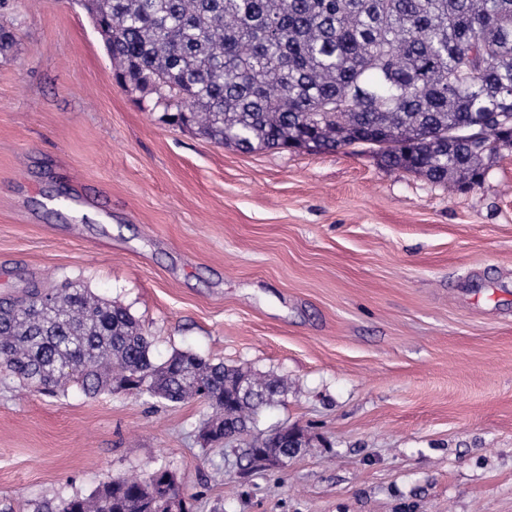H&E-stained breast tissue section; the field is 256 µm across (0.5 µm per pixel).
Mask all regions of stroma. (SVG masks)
<instances>
[{
	"instance_id": "stroma-1",
	"label": "stroma",
	"mask_w": 512,
	"mask_h": 512,
	"mask_svg": "<svg viewBox=\"0 0 512 512\" xmlns=\"http://www.w3.org/2000/svg\"><path fill=\"white\" fill-rule=\"evenodd\" d=\"M0 56V298L77 281L161 363L287 382L259 431L205 449L198 400L32 392L0 377L14 512L166 466L191 512H512V149L448 189L375 153H243L120 84L81 0H12ZM300 433V429L288 427V425L282 426L271 432L270 435L278 441L284 449L281 454L271 458L269 463L281 468L287 467L288 462L293 460L297 455V451L295 450V448H297L295 441L300 439L298 436Z\"/></svg>"
}]
</instances>
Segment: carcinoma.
<instances>
[{"instance_id": "obj_1", "label": "carcinoma", "mask_w": 512, "mask_h": 512, "mask_svg": "<svg viewBox=\"0 0 512 512\" xmlns=\"http://www.w3.org/2000/svg\"><path fill=\"white\" fill-rule=\"evenodd\" d=\"M117 77L168 119L245 152L305 138L366 147L390 169L464 187L512 147V0H88ZM210 393L203 433L250 432L284 381L178 352L162 363L124 308L77 284L0 300V375L52 393L151 375L170 403ZM148 477L110 480L36 512H149Z\"/></svg>"}]
</instances>
